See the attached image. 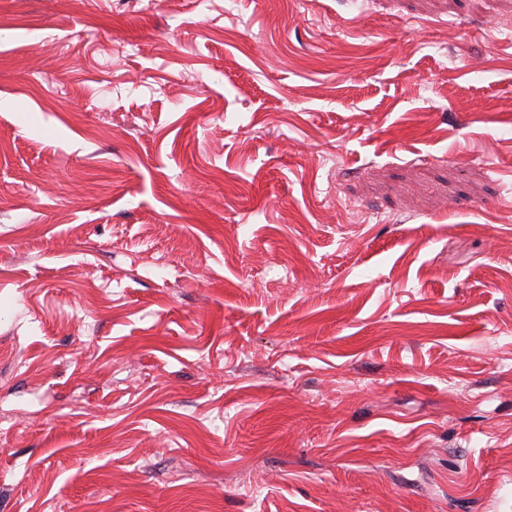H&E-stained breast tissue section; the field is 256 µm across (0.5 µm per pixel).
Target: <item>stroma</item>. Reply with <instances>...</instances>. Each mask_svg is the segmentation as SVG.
Returning <instances> with one entry per match:
<instances>
[{"label":"stroma","mask_w":512,"mask_h":512,"mask_svg":"<svg viewBox=\"0 0 512 512\" xmlns=\"http://www.w3.org/2000/svg\"><path fill=\"white\" fill-rule=\"evenodd\" d=\"M0 512H512V0H0Z\"/></svg>","instance_id":"35a3bbf8"}]
</instances>
